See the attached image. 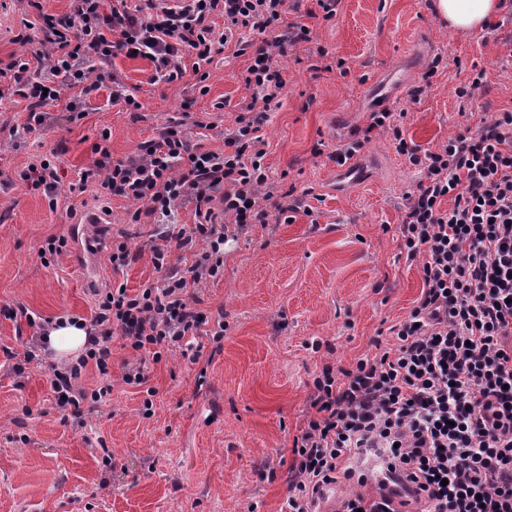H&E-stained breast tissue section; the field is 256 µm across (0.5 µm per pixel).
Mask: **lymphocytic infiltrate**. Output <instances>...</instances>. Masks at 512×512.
<instances>
[{"mask_svg":"<svg viewBox=\"0 0 512 512\" xmlns=\"http://www.w3.org/2000/svg\"><path fill=\"white\" fill-rule=\"evenodd\" d=\"M68 0L61 16L43 15L35 59L12 58L0 66V100L28 102V123L45 124L43 107L65 100L75 118L98 90L93 73L108 70L110 97L127 109L141 103L114 58L149 60L154 81L172 83L222 53L234 31L274 33L236 52L250 58L243 82L249 92L222 148L201 150L181 124L160 129L139 153L113 157L95 144V160L81 183L135 203L132 222L154 216L164 229L150 246L160 279L137 292L105 289L86 326L87 342L76 358L52 366L50 384L59 407L95 409L112 393L111 341L120 336L133 352L160 361L177 350L198 362L204 338L221 341L192 304L195 288L224 272V244L272 214L298 211L293 190L277 189L266 173L259 134L266 113L280 105L286 86L279 53L309 42L310 30L284 24L287 0ZM223 18V30L214 27ZM192 65H185V58ZM389 110L371 112L362 136L332 152L344 165L373 132H391L399 154L420 168L400 224V249L421 267L423 287L408 315L375 338V354L345 369L323 364L313 380L312 410L293 440L297 457L288 470V512H314L326 486L364 484L351 461L380 450L403 474L411 493L381 488L373 504L356 491L337 498L333 512H512V111L449 138L433 151L410 146ZM450 207H443V200ZM194 208L193 224H179L175 210ZM224 223H215L216 211ZM194 248L179 267L170 245ZM95 366L94 388L79 385Z\"/></svg>","mask_w":512,"mask_h":512,"instance_id":"f902f5d3","label":"lymphocytic infiltrate"}]
</instances>
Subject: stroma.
Listing matches in <instances>:
<instances>
[{
	"label": "stroma",
	"instance_id": "1",
	"mask_svg": "<svg viewBox=\"0 0 512 512\" xmlns=\"http://www.w3.org/2000/svg\"><path fill=\"white\" fill-rule=\"evenodd\" d=\"M431 0H341L335 19L308 16L311 0H289L286 19L311 30L310 42L281 57L286 87L281 106L261 124L263 164L281 189H294L300 208L290 219L247 227L224 245V274L201 284L197 307L209 322L224 321L221 344H206L198 363L180 353L146 360L157 388L154 414L144 417L142 388L122 380L135 358L112 341V394L71 424L56 406L47 361L15 374L8 349L34 334L25 319L0 317V512H280L288 497L292 441L310 415L313 379L323 364L354 366L374 353L377 334L402 321L419 297L418 262L399 248L398 226L420 172L396 152L391 134L374 136L354 156L367 165L365 183L336 193L330 154L365 127L374 106L369 86L387 87L403 137L434 150L449 137L512 110V14L462 35L441 24ZM67 0H0V61L34 54L38 42L15 38L39 12L60 15ZM326 57H319L318 49ZM446 67L430 91L418 93L427 64ZM350 67L335 70L337 59ZM248 56L234 46L214 55L207 92L193 73L152 83V65L118 56L113 68L138 87L142 107L112 103L108 88L70 120L52 103L47 124L26 130L27 102L0 101V306L28 309L45 319L91 317L95 290L136 289L156 281L150 261L158 230L153 218L132 223L131 206L94 188L70 193L94 158L92 147L110 131V150L137 153L170 120L185 124L194 143L221 148L248 92ZM483 90L459 96L475 70ZM321 154H313L314 145ZM53 154L61 179L56 209L20 179L28 164ZM104 217L107 244L91 251L77 240L90 214ZM52 235L66 253L45 262ZM125 242L129 265L113 268L112 240ZM325 343L315 352L311 342Z\"/></svg>",
	"mask_w": 512,
	"mask_h": 512
}]
</instances>
